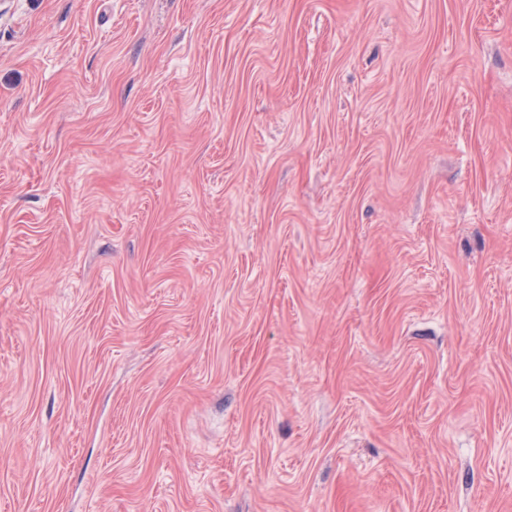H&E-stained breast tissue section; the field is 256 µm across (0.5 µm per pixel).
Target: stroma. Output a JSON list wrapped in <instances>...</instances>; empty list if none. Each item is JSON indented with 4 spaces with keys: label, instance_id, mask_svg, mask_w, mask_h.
<instances>
[{
    "label": "stroma",
    "instance_id": "35a3bbf8",
    "mask_svg": "<svg viewBox=\"0 0 512 512\" xmlns=\"http://www.w3.org/2000/svg\"><path fill=\"white\" fill-rule=\"evenodd\" d=\"M0 512H512V0H0Z\"/></svg>",
    "mask_w": 512,
    "mask_h": 512
}]
</instances>
